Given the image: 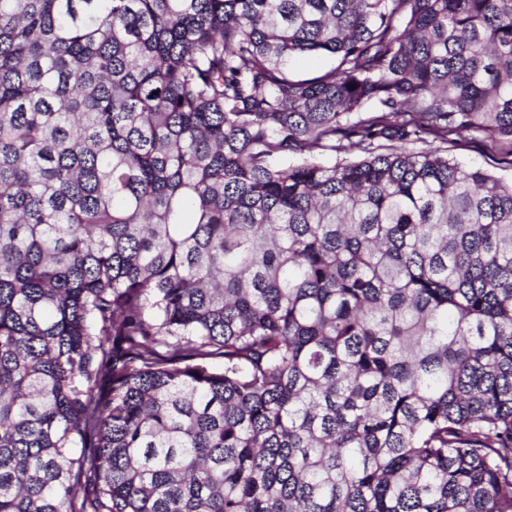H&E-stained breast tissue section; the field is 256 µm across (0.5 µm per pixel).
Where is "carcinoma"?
Returning a JSON list of instances; mask_svg holds the SVG:
<instances>
[{"instance_id": "carcinoma-1", "label": "carcinoma", "mask_w": 512, "mask_h": 512, "mask_svg": "<svg viewBox=\"0 0 512 512\" xmlns=\"http://www.w3.org/2000/svg\"><path fill=\"white\" fill-rule=\"evenodd\" d=\"M465 133L512 0H0V512H512Z\"/></svg>"}]
</instances>
